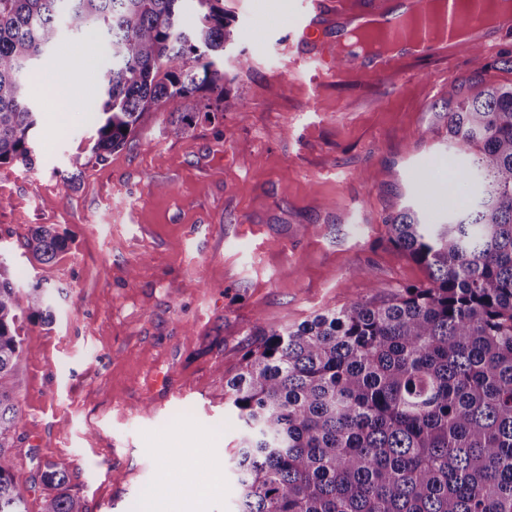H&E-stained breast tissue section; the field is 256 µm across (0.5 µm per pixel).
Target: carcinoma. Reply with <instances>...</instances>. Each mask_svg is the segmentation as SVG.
I'll use <instances>...</instances> for the list:
<instances>
[{"label": "carcinoma", "mask_w": 512, "mask_h": 512, "mask_svg": "<svg viewBox=\"0 0 512 512\" xmlns=\"http://www.w3.org/2000/svg\"><path fill=\"white\" fill-rule=\"evenodd\" d=\"M0 0V164L34 166L37 115L27 81L63 31L109 44L92 124L105 160L163 103L168 133L195 109L216 118L232 78L215 56L236 31L223 0ZM446 118L457 181L476 184L451 214L406 209L385 221L386 241L422 265L427 280L380 300L262 330L224 381L240 426L233 470L237 512H512V85L462 97L448 82ZM40 263L64 248L51 227L25 237ZM54 295L17 285L0 264V512H28L8 441L23 421L15 397L17 320L53 318ZM57 493L42 512H88L64 488L66 470L37 466Z\"/></svg>", "instance_id": "1"}]
</instances>
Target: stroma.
Returning a JSON list of instances; mask_svg holds the SVG:
<instances>
[{"label":"stroma","mask_w":512,"mask_h":512,"mask_svg":"<svg viewBox=\"0 0 512 512\" xmlns=\"http://www.w3.org/2000/svg\"><path fill=\"white\" fill-rule=\"evenodd\" d=\"M324 2L306 35L305 0H224L237 30L224 68L234 72L240 48L252 66L231 84L243 107L173 137L162 106L103 162L90 157L85 105L110 64L105 45L63 35L30 77L35 165H0V262L20 287L58 291L52 324L17 323L24 420L10 447L29 512L48 493L32 479L36 461L62 464L88 512H233L239 430L224 381L257 331L425 280L387 244L384 220L460 204L431 106L451 80L465 95L511 86L512 29L463 54L393 56V76L377 78L358 52L335 65L346 25L368 9ZM66 58L86 70L62 112L41 74H61ZM76 157L69 184L60 172ZM41 224L67 239L48 264L23 246ZM199 466L219 489L181 499Z\"/></svg>","instance_id":"1"}]
</instances>
